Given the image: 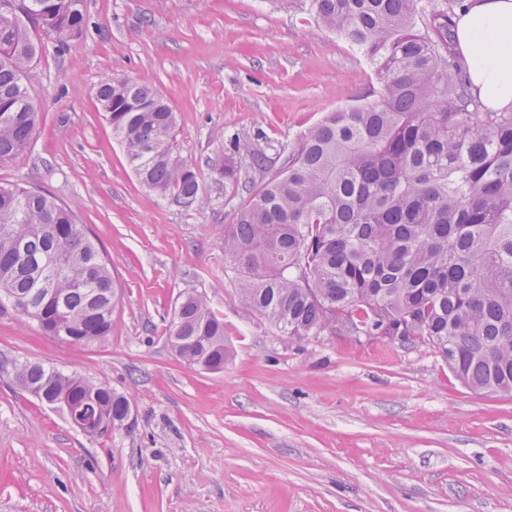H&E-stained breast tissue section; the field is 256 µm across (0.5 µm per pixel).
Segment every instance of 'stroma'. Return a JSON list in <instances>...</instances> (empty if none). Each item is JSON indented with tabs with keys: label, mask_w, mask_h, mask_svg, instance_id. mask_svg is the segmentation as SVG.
<instances>
[{
	"label": "stroma",
	"mask_w": 512,
	"mask_h": 512,
	"mask_svg": "<svg viewBox=\"0 0 512 512\" xmlns=\"http://www.w3.org/2000/svg\"><path fill=\"white\" fill-rule=\"evenodd\" d=\"M84 13L81 37L46 43L28 74L41 123L0 184L73 210L117 284L114 327L69 344L0 313V512H512V396L466 388L418 342L282 336L226 269L241 200L215 183L227 144L297 142L368 94L370 66L306 0H84ZM107 74L170 101L202 206L140 185L96 100ZM191 289L224 321L223 371L169 344ZM19 360L126 395L127 426L81 432L13 381Z\"/></svg>",
	"instance_id": "35a3bbf8"
}]
</instances>
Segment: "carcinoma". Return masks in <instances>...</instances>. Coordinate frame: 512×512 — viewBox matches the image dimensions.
Masks as SVG:
<instances>
[{
	"mask_svg": "<svg viewBox=\"0 0 512 512\" xmlns=\"http://www.w3.org/2000/svg\"><path fill=\"white\" fill-rule=\"evenodd\" d=\"M25 2L28 20L12 21L11 0H0V163L25 152L38 127L26 79L44 40L63 52L83 31L82 0ZM309 6L373 68L377 87L273 158L230 142L219 175L243 196L224 259L242 303L289 339L410 336L464 386L512 394V110L484 106L452 48L466 0ZM97 100L149 191L181 207L202 202L199 170L176 153L175 113L155 88L105 76ZM242 150L259 177L241 180ZM17 293L47 336L92 344L112 334L115 284L74 213L42 190L0 184V295ZM168 340L185 363L224 369V322L206 294L181 296ZM16 378L31 394L79 389L112 427L126 422L127 397L104 384L30 361Z\"/></svg>",
	"mask_w": 512,
	"mask_h": 512,
	"instance_id": "carcinoma-1",
	"label": "carcinoma"
}]
</instances>
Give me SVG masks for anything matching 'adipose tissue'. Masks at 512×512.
<instances>
[{
	"label": "adipose tissue",
	"mask_w": 512,
	"mask_h": 512,
	"mask_svg": "<svg viewBox=\"0 0 512 512\" xmlns=\"http://www.w3.org/2000/svg\"><path fill=\"white\" fill-rule=\"evenodd\" d=\"M455 38L474 94L492 110L512 109V0H473Z\"/></svg>",
	"instance_id": "ef3b65f1"
}]
</instances>
